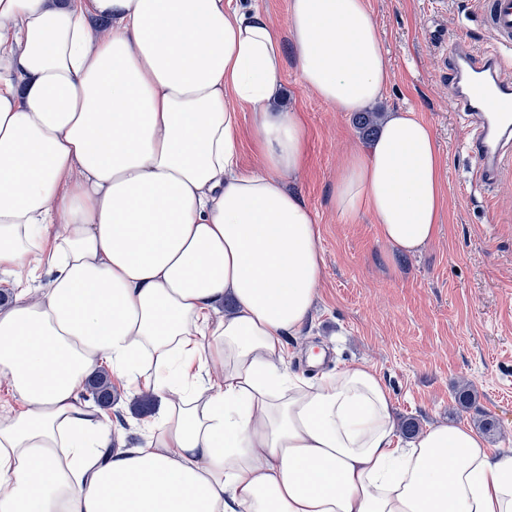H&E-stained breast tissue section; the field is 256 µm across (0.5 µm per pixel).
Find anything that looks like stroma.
Instances as JSON below:
<instances>
[{
	"label": "stroma",
	"instance_id": "35a3bbf8",
	"mask_svg": "<svg viewBox=\"0 0 512 512\" xmlns=\"http://www.w3.org/2000/svg\"><path fill=\"white\" fill-rule=\"evenodd\" d=\"M387 52L391 80L373 109H412L428 123L445 163L440 231L419 253L395 259L369 213L342 217L334 204L336 174L349 151L365 146L355 118L304 88L292 58L283 62L284 110L302 112L308 163L289 187L317 217L323 271L318 299L302 335L288 340V369L313 378L354 364L387 384L398 422L478 427L490 450L512 448V170L494 188L474 184L468 128L448 86V47L458 36L489 48L481 0H367ZM324 349L319 364L310 348ZM474 392L471 409L456 393ZM141 393L114 387L113 419L135 444L147 415Z\"/></svg>",
	"mask_w": 512,
	"mask_h": 512
}]
</instances>
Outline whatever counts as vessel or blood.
I'll return each mask as SVG.
<instances>
[{
    "label": "vessel or blood",
    "mask_w": 512,
    "mask_h": 512,
    "mask_svg": "<svg viewBox=\"0 0 512 512\" xmlns=\"http://www.w3.org/2000/svg\"><path fill=\"white\" fill-rule=\"evenodd\" d=\"M483 25L494 48L475 51L458 41L448 59L452 96L472 125L469 148L476 160V181L491 186L512 166V79L501 51L512 47V0H486Z\"/></svg>",
    "instance_id": "1"
}]
</instances>
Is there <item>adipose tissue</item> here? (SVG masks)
<instances>
[{"instance_id": "ef3b65f1", "label": "adipose tissue", "mask_w": 512, "mask_h": 512, "mask_svg": "<svg viewBox=\"0 0 512 512\" xmlns=\"http://www.w3.org/2000/svg\"><path fill=\"white\" fill-rule=\"evenodd\" d=\"M288 27L254 0H0V512H512V448L464 425L401 441L370 366L288 370L323 258L282 180L307 142L276 107L284 57L340 112L391 78L367 0H290ZM334 198L421 251L443 205L431 128L389 113ZM103 368L159 400L131 447L83 399ZM254 112L246 109L240 112V135L242 148L239 156V167L241 170L248 171L259 165V157L255 153L252 145L254 130Z\"/></svg>"}]
</instances>
